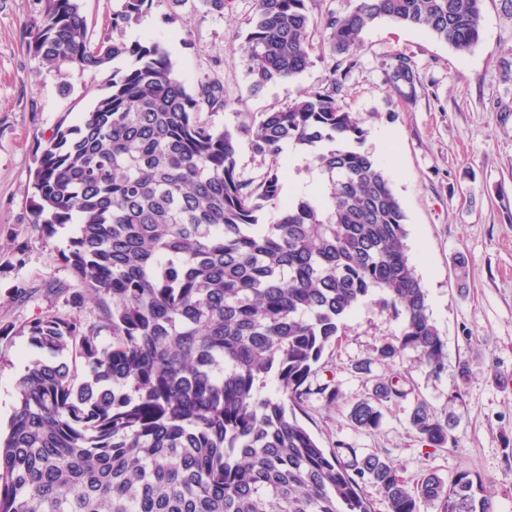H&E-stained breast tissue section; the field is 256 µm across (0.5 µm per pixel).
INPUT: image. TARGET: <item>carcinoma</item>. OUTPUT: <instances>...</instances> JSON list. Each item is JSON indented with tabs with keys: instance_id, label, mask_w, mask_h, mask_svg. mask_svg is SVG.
Listing matches in <instances>:
<instances>
[{
	"instance_id": "obj_1",
	"label": "carcinoma",
	"mask_w": 512,
	"mask_h": 512,
	"mask_svg": "<svg viewBox=\"0 0 512 512\" xmlns=\"http://www.w3.org/2000/svg\"><path fill=\"white\" fill-rule=\"evenodd\" d=\"M154 0H122L112 31ZM309 0H255L236 49L251 87L288 81L309 65L310 28L334 51L358 46L385 20L427 30L457 49L479 41L483 0H356L347 15L316 18ZM41 61L96 73L131 66L77 123L57 129L33 173L30 208L48 234L74 225L64 260L103 309L112 346L77 322L28 329L51 359L27 367L9 433L0 438V512H494L492 482L462 469L408 481L387 458L344 443L326 450L297 411L312 394L333 405L337 384L312 387L316 365L365 299L391 309L400 334L377 350L411 348L433 372L446 348L404 240L406 215L374 155L363 119L338 105L342 78L305 89L285 110L236 130L201 120L227 106L224 81L190 91L149 37L97 41L77 0H46L28 31ZM393 80L413 86L399 60ZM269 159L257 177L237 169L239 138ZM315 150L317 197L284 198V148ZM267 211L279 217L261 222ZM80 359L81 373L68 364ZM408 392L391 379L353 405L366 432L383 402ZM410 423L443 448L452 425L419 402Z\"/></svg>"
}]
</instances>
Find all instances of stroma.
<instances>
[{
  "label": "stroma",
  "instance_id": "35a3bbf8",
  "mask_svg": "<svg viewBox=\"0 0 512 512\" xmlns=\"http://www.w3.org/2000/svg\"><path fill=\"white\" fill-rule=\"evenodd\" d=\"M45 0H0V430L8 428L16 384L39 354L27 330L39 320L78 321L112 336L103 311L62 253L68 232L46 235L34 224L29 200L33 171L58 125L75 124L105 92L108 71L54 68L27 46V28ZM182 26H168L166 15ZM254 0H230L223 12L201 0H162L128 40L146 36L168 52L187 87L218 77L227 105L202 118L236 129L244 116L283 110L306 88L327 87L333 72L345 79L338 104L359 113L365 149L377 151L406 214L407 254L428 296L430 316L446 344L447 366L433 373L407 349L391 366L376 348L399 335L392 312L364 301L348 329L325 351L316 382L335 380L341 397L327 405L311 396L302 423L325 448L350 444L389 458L409 479L436 472L451 479L463 468L492 480L497 512H512V0H483L480 39L469 50L438 41L428 31L381 21L347 54L333 52L327 32L311 29V62L296 78L250 88L247 63L230 42L245 35ZM407 59L414 87L390 80ZM284 195L307 193L316 178L311 150L288 146ZM369 370H361V363ZM398 378L404 399L386 403L382 428L368 433L348 413L371 395L378 380ZM450 419L442 448L425 446L410 425L417 401Z\"/></svg>",
  "mask_w": 512,
  "mask_h": 512
}]
</instances>
